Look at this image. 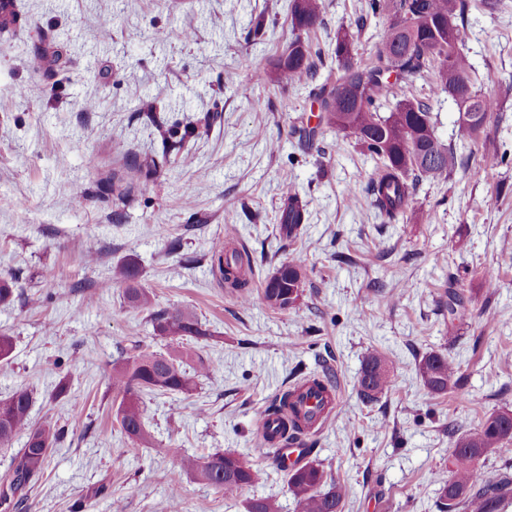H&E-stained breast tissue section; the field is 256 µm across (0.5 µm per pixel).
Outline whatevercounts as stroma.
I'll return each mask as SVG.
<instances>
[{"label":"stroma","mask_w":512,"mask_h":512,"mask_svg":"<svg viewBox=\"0 0 512 512\" xmlns=\"http://www.w3.org/2000/svg\"><path fill=\"white\" fill-rule=\"evenodd\" d=\"M289 4L15 0L14 21L0 24V275L16 288L0 304L14 346L0 399L28 388L33 424L61 432L22 512H106L113 500L122 512H172L177 498L188 512H246L266 497L295 512L259 422L313 375L340 403L305 441L346 486L344 512H440L449 428L512 411V0L492 14L471 0L463 51L497 102L482 133L458 139V108L432 95L433 74L409 86L460 163L423 182L395 224L370 202L376 161L354 136L327 128L306 151L291 134L316 126L314 95L340 73L336 31L354 28L367 0H324L311 30L293 28ZM296 40L322 63L313 81L284 84L278 65ZM204 117L190 162L164 160L165 127ZM496 153L504 163L486 166ZM287 179L309 215L294 240L277 222ZM219 241L250 254L257 288L302 259L297 310L246 304L219 285ZM130 263L154 310H192L210 335L196 345L207 371L191 394L144 396L149 440L135 452L113 420L112 363L132 344L164 353L170 341L126 305L116 273ZM452 277L469 298L455 325L443 315ZM373 351L391 385L366 402L358 379ZM433 352L457 367L451 394L421 381ZM173 445L194 460L233 451L262 478L236 496L188 472L171 482Z\"/></svg>","instance_id":"1"}]
</instances>
